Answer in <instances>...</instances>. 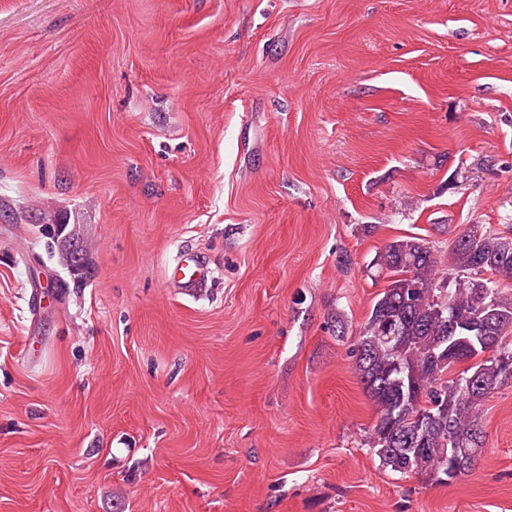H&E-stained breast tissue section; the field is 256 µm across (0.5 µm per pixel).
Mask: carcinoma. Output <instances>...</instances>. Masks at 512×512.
<instances>
[{"label": "carcinoma", "mask_w": 512, "mask_h": 512, "mask_svg": "<svg viewBox=\"0 0 512 512\" xmlns=\"http://www.w3.org/2000/svg\"><path fill=\"white\" fill-rule=\"evenodd\" d=\"M372 267L388 284L348 348L378 414L369 442L384 466L449 484L451 470L466 475L482 452L483 402L512 384L502 365L512 362V296L503 295L512 286V236L468 229L444 261L421 238L398 239ZM450 312L459 329L487 314L507 322L470 349L454 342ZM478 369L481 383L470 388Z\"/></svg>", "instance_id": "obj_1"}]
</instances>
